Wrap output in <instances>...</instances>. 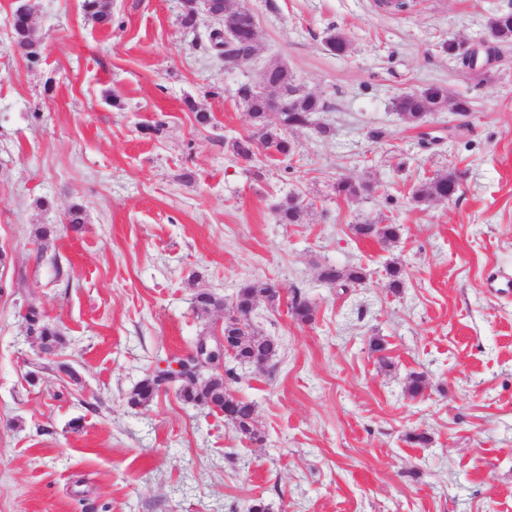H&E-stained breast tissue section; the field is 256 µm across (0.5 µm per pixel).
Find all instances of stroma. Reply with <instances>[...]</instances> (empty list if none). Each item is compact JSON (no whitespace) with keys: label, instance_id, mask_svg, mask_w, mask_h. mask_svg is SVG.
Segmentation results:
<instances>
[{"label":"stroma","instance_id":"stroma-1","mask_svg":"<svg viewBox=\"0 0 512 512\" xmlns=\"http://www.w3.org/2000/svg\"><path fill=\"white\" fill-rule=\"evenodd\" d=\"M508 1L243 0L257 51L228 72L206 49L214 20L184 30L182 0H112L106 26L81 0H30L33 60L10 44L16 0H0V512H248L256 499L269 512H512V292L497 288L512 280V46L486 80L461 64ZM332 33L345 53L327 49ZM273 62L325 100L315 120L332 134L243 162L227 149L251 130L236 89ZM432 84L471 112L407 124L394 98ZM425 132L436 144L421 146ZM448 169L458 192L415 205L413 188ZM339 177L377 190L336 198ZM288 195L309 203L303 223L277 222ZM363 219L402 237L359 239ZM326 265L368 278L334 287ZM254 279L284 290L252 315L278 357L237 367L231 385L263 442L172 390L128 406L222 322L193 310L195 290L228 299ZM296 290L313 321L291 315ZM30 300L63 334L55 353L28 332ZM413 431L429 444L408 443Z\"/></svg>","mask_w":512,"mask_h":512}]
</instances>
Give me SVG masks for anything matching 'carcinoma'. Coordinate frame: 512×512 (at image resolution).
<instances>
[{"instance_id": "carcinoma-1", "label": "carcinoma", "mask_w": 512, "mask_h": 512, "mask_svg": "<svg viewBox=\"0 0 512 512\" xmlns=\"http://www.w3.org/2000/svg\"><path fill=\"white\" fill-rule=\"evenodd\" d=\"M216 2L224 6V15L218 22L231 24L235 40L224 42V29L217 27L211 34V48L224 61L225 69L237 70L246 57H254L257 51L254 16L241 9L235 0ZM82 9L88 18L97 23L108 24L112 21L108 0H83ZM31 19L30 10L16 13L12 37L14 46L34 59L38 56L40 39ZM488 28L502 46L512 45V20L503 19L501 13L496 14L489 19ZM267 70L274 74L280 86L292 91V95L259 93L251 82L238 86L236 97L248 111L253 127L251 134L229 144L230 152L239 160L253 161L256 150L260 148L274 155L290 157L296 148V142L291 136L311 126L313 116L326 109V103L320 97L300 90L285 65L274 63L267 66ZM447 103L445 90L431 85L416 94L399 95L394 108L408 124L418 127L424 123L428 113L441 110ZM459 186V175L455 170L448 169L421 181L412 191L411 200L422 205L435 199H446L449 194L457 193ZM373 190L375 186L372 184L356 183L346 178H338L333 183L334 194L342 199L356 198ZM307 210L308 205L295 195L284 197L275 208L277 220L281 224L303 223ZM64 223L71 230L79 231L85 224L82 205H71L64 214ZM352 231L359 238L375 239L387 247L397 243L402 235L399 224H372L367 221L352 225ZM320 276L330 285L356 284L366 280L368 273L361 266H326ZM279 299L278 284L275 282L248 280L240 284L224 314L222 334L227 343L228 357L239 364L263 370L278 356V340L257 331L251 324V315L259 301L274 303ZM193 307L202 315L209 314L221 309V301L213 293L199 289L193 296ZM291 311L300 322L313 320V307L297 290L293 292ZM24 319L28 323L29 334L35 337L42 351L51 353L63 343L61 332L44 320L35 303L27 304ZM176 361L184 367L180 378L172 380L165 371L157 368L133 389L128 404L133 407L146 406L161 392L162 385H174L184 403L218 411L243 437L257 443L263 441V432L255 420L254 404L236 397L229 390V384L235 378L234 368L228 367L220 374L218 363L201 366L183 357L176 358Z\"/></svg>"}]
</instances>
